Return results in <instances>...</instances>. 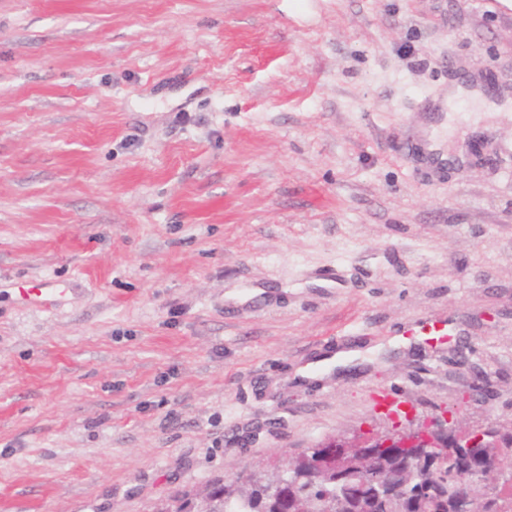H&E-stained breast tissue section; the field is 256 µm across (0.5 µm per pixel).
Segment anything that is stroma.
I'll return each instance as SVG.
<instances>
[{
  "mask_svg": "<svg viewBox=\"0 0 512 512\" xmlns=\"http://www.w3.org/2000/svg\"><path fill=\"white\" fill-rule=\"evenodd\" d=\"M474 80L512 99V0H0V512H153L390 427L384 391L512 424V109L446 105ZM68 290L69 288L62 287V284L56 281L45 282L43 288H39V293L35 295L32 303L38 309L50 311L57 305V298L62 297Z\"/></svg>",
  "mask_w": 512,
  "mask_h": 512,
  "instance_id": "35a3bbf8",
  "label": "stroma"
}]
</instances>
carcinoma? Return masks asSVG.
Instances as JSON below:
<instances>
[{
    "label": "carcinoma",
    "mask_w": 512,
    "mask_h": 512,
    "mask_svg": "<svg viewBox=\"0 0 512 512\" xmlns=\"http://www.w3.org/2000/svg\"><path fill=\"white\" fill-rule=\"evenodd\" d=\"M502 447L496 456L498 470H512V430H496ZM327 454L321 448L300 454L285 468L272 471L262 482L243 486L215 478L202 494L182 492L184 508H198L202 501L209 512H313L318 499L341 489V512H452L455 497L466 486L473 494L476 512H503L508 501L500 498L491 504L481 499V487L474 481L476 471L484 468L485 449L450 448L448 465L437 470L423 459L419 448H380L372 469L384 481L405 486L400 505L378 494L372 487L359 488L352 476L336 475L320 459Z\"/></svg>",
    "instance_id": "1"
}]
</instances>
